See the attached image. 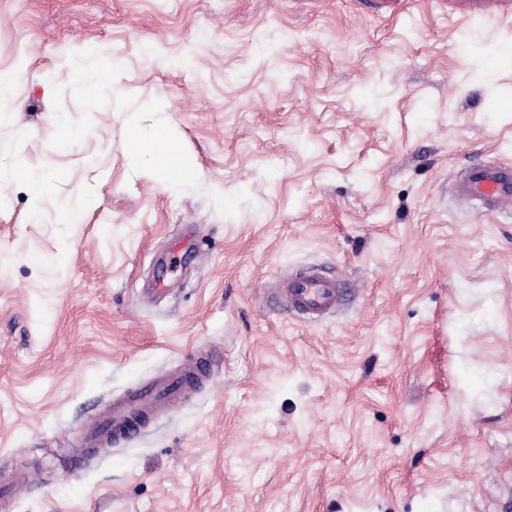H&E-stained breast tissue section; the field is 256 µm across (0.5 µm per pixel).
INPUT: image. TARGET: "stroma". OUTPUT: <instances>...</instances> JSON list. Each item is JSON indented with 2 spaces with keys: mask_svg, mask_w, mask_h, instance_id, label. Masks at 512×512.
Wrapping results in <instances>:
<instances>
[{
  "mask_svg": "<svg viewBox=\"0 0 512 512\" xmlns=\"http://www.w3.org/2000/svg\"><path fill=\"white\" fill-rule=\"evenodd\" d=\"M509 45L512 0H0V162L48 184L0 188V512H512V211L453 191L512 163V62L475 58ZM162 107L199 188L125 150ZM308 265L346 290L316 323L269 296ZM198 346L208 382L76 459ZM76 68L84 75V92L89 98H97L112 91L113 70L99 65L92 52H85L74 62Z\"/></svg>",
  "mask_w": 512,
  "mask_h": 512,
  "instance_id": "35a3bbf8",
  "label": "stroma"
}]
</instances>
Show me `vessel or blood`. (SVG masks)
<instances>
[{
	"label": "vessel or blood",
	"instance_id": "obj_1",
	"mask_svg": "<svg viewBox=\"0 0 512 512\" xmlns=\"http://www.w3.org/2000/svg\"><path fill=\"white\" fill-rule=\"evenodd\" d=\"M459 197L486 206L488 211L512 209V164L474 163L456 184ZM343 290L331 278L309 269L289 276L282 288L287 307L317 321L335 311ZM216 364L211 351L196 350L175 374L127 392L83 432L80 447L93 450L131 440L150 417L179 401L210 377Z\"/></svg>",
	"mask_w": 512,
	"mask_h": 512
}]
</instances>
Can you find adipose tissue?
I'll return each mask as SVG.
<instances>
[{"instance_id":"1","label":"adipose tissue","mask_w":512,"mask_h":512,"mask_svg":"<svg viewBox=\"0 0 512 512\" xmlns=\"http://www.w3.org/2000/svg\"><path fill=\"white\" fill-rule=\"evenodd\" d=\"M129 142L136 155L149 158L155 164L167 190L180 191L199 183L197 167L184 161L171 145L168 114L160 115L151 133L131 130Z\"/></svg>"}]
</instances>
